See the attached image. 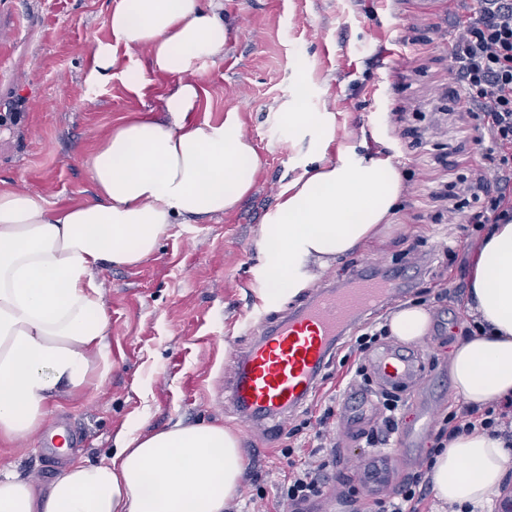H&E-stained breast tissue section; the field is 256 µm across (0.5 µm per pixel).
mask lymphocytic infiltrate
<instances>
[{"mask_svg":"<svg viewBox=\"0 0 512 512\" xmlns=\"http://www.w3.org/2000/svg\"><path fill=\"white\" fill-rule=\"evenodd\" d=\"M479 19L453 25L458 80L477 142L485 174L460 178V200L450 203L449 216L465 212L472 232L492 230L512 223V0H480ZM313 433V449L286 446L281 458L288 479L280 486L275 512H304L306 505L327 492L330 461L324 450L336 429L335 408L326 405L315 418L288 429ZM481 429L505 439L512 447V401L497 402L485 409L461 407L448 411L433 435L430 455L391 490L376 489L367 512H427L429 473L435 455L446 442Z\"/></svg>","mask_w":512,"mask_h":512,"instance_id":"obj_1","label":"lymphocytic infiltrate"}]
</instances>
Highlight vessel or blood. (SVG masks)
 Segmentation results:
<instances>
[{
    "label": "vessel or blood",
    "mask_w": 512,
    "mask_h": 512,
    "mask_svg": "<svg viewBox=\"0 0 512 512\" xmlns=\"http://www.w3.org/2000/svg\"><path fill=\"white\" fill-rule=\"evenodd\" d=\"M418 275L414 264L382 272L376 262L350 271L342 288H326L275 324L262 325L259 338L230 366L225 386L216 388V401L228 404L247 427L263 424L277 433L316 388L327 359L343 336L369 312L401 302ZM371 371L384 385L404 387L419 400L410 425L399 427L396 442L405 457L419 451L433 423L435 380L426 375L418 353L384 345L369 356ZM376 416L371 388H350L344 400V428L358 433Z\"/></svg>",
    "instance_id": "b4317fda"
}]
</instances>
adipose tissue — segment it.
Here are the masks:
<instances>
[{"mask_svg":"<svg viewBox=\"0 0 512 512\" xmlns=\"http://www.w3.org/2000/svg\"><path fill=\"white\" fill-rule=\"evenodd\" d=\"M97 42L91 78L112 79L113 43L149 53L168 77L164 117L124 119L82 157L95 199L52 206L23 190L0 191V447L40 429L49 402L81 392L107 373L108 318L98 272L153 254L171 224L233 210L253 188L257 151L235 116L198 118L206 62L221 57L227 32L220 0H120ZM289 134H313L308 167L288 183L260 227L268 302L296 294L315 270L381 237L402 192L387 157L354 148L326 154L336 140L332 113L291 102ZM469 305L483 335L456 344L450 371L466 404L512 397V223L494 225L472 254ZM429 313L393 312L391 334L424 338ZM239 434L220 424L129 429L96 463L66 458L46 485L0 472V512H224L241 486ZM512 453L486 431L461 435L437 454L435 496L484 508L506 478Z\"/></svg>","mask_w":512,"mask_h":512,"instance_id":"ef3b65f1","label":"adipose tissue"}]
</instances>
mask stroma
<instances>
[{"mask_svg": "<svg viewBox=\"0 0 512 512\" xmlns=\"http://www.w3.org/2000/svg\"><path fill=\"white\" fill-rule=\"evenodd\" d=\"M119 0H0V189L40 195L51 205L93 197L81 163L122 119L159 113L166 79L149 74L143 49L113 47L112 79L92 84L93 49L108 40L105 19ZM224 56L208 63L201 83L200 117L223 122L235 113L253 142L260 167L252 191L225 215L171 225L156 251L133 267L102 269L111 370L74 397L49 405L47 427L77 433L71 455L98 461L116 435L138 427L149 433L177 422L239 428L231 410L212 399L226 366L254 339L249 327L264 294L260 226L282 188L299 178L307 142L290 139L280 114L305 86L306 105L336 116V147L391 157L403 177L400 206L388 236L338 258L289 298L265 310L267 320L298 306L330 280L344 281L367 260L390 266L409 248L426 264L407 303L426 309L430 331L418 346L428 375L449 374L450 356L469 314L471 252L479 240L452 234L433 221L430 194L459 175H472L479 155L471 123L454 93L453 16L446 0H223ZM147 72L141 92L123 78ZM401 113V122L391 119ZM446 156L439 165L437 156ZM444 301H437L439 292ZM267 435L253 426L241 438L244 479L239 502L256 489L274 497L282 472L275 463L287 444L307 442ZM331 457L339 479L362 474L379 456L398 460L389 472L397 486L418 462L401 460L396 444L367 447L359 434L336 430ZM63 462L47 460L30 441L0 448V470L14 469L46 484ZM258 475L252 485L250 475Z\"/></svg>", "mask_w": 512, "mask_h": 512, "instance_id": "obj_1", "label": "stroma"}]
</instances>
